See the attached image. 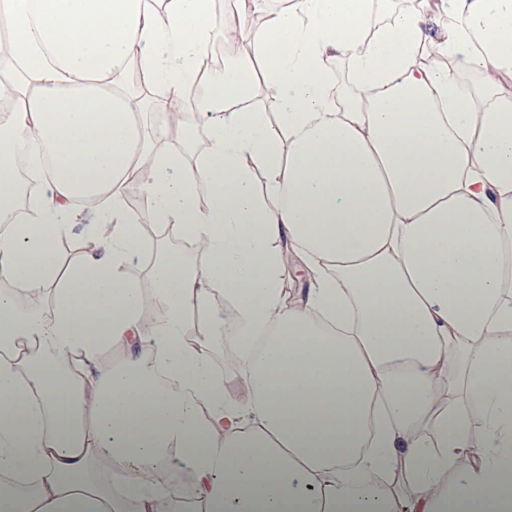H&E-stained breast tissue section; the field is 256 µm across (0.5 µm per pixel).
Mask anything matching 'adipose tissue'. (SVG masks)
<instances>
[{
	"label": "adipose tissue",
	"instance_id": "1",
	"mask_svg": "<svg viewBox=\"0 0 512 512\" xmlns=\"http://www.w3.org/2000/svg\"><path fill=\"white\" fill-rule=\"evenodd\" d=\"M213 3L0 0V512H512V0H232L264 26L203 78ZM145 166L193 260L127 213ZM228 348L224 345V335L216 343L210 360L213 368L219 372L224 378V386L228 388L231 393L242 394L238 384V379L234 374V367L226 363L225 354Z\"/></svg>",
	"mask_w": 512,
	"mask_h": 512
}]
</instances>
